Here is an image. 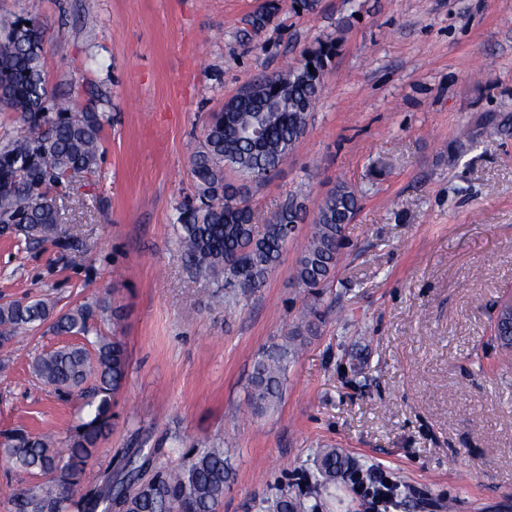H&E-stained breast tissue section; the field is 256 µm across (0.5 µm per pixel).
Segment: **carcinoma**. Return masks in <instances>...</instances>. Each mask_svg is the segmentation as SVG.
<instances>
[{
    "instance_id": "obj_1",
    "label": "carcinoma",
    "mask_w": 512,
    "mask_h": 512,
    "mask_svg": "<svg viewBox=\"0 0 512 512\" xmlns=\"http://www.w3.org/2000/svg\"><path fill=\"white\" fill-rule=\"evenodd\" d=\"M35 10L33 3L27 16L0 36V107L19 114L27 126L0 146V235L22 236L31 244L51 241L65 251L68 243L53 190L65 187L75 174L97 172L108 117L93 109L75 112L49 94L43 71L45 36ZM276 10L275 0H267L248 24L259 31ZM341 43L339 37L321 40L304 49L295 63L249 83L211 115L204 129L190 158L193 201L179 205L177 223L189 267L215 280L216 297L262 286L280 264L293 227L305 221L306 207L292 197L264 223H255L249 191L268 180L306 134L324 74ZM227 170L237 179H227ZM360 198L357 186L339 181L318 205L293 274L309 302L301 320L253 365L250 405L256 413L279 403L288 364L322 322L317 302L333 278L344 227L358 212ZM55 307L49 298L0 304V347L48 321L58 335L89 336L93 306L58 313ZM128 367L126 345L116 336H98L88 346H63L33 357L32 374L56 392L69 394L90 376L96 385L87 403L90 411L70 431L66 447H56L47 435L25 433L8 434L0 442L1 458L40 478L23 489L9 484L0 488L13 512H111L114 500L126 512H215L231 478L222 448H195L183 462L158 465L153 461L162 449L129 448L116 473L104 476L93 489L81 486V473L112 428V400L126 384ZM351 469V460L337 449H322L307 494L319 498L331 480ZM305 509L304 501L286 490L264 505V512Z\"/></svg>"
}]
</instances>
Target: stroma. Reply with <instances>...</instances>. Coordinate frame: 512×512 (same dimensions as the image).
<instances>
[{
    "label": "stroma",
    "instance_id": "obj_1",
    "mask_svg": "<svg viewBox=\"0 0 512 512\" xmlns=\"http://www.w3.org/2000/svg\"><path fill=\"white\" fill-rule=\"evenodd\" d=\"M264 3L42 0L50 94L110 120L97 173L56 192L70 248L0 236V304L97 302L99 334L127 345L112 432L82 482L128 448L176 464L220 446L233 475L217 512H261L279 488L305 492L335 448L401 476V512H512V354L491 339L512 297V0H321L309 15L276 0L256 32ZM349 15L306 135L251 189L256 212L294 195L311 214L337 181L363 190L325 322L258 415L252 364L300 318L292 270L309 227L262 287L218 306L188 267L177 209L210 113ZM69 342L44 325L0 348V434L66 439L85 399L59 397L28 363Z\"/></svg>",
    "mask_w": 512,
    "mask_h": 512
}]
</instances>
